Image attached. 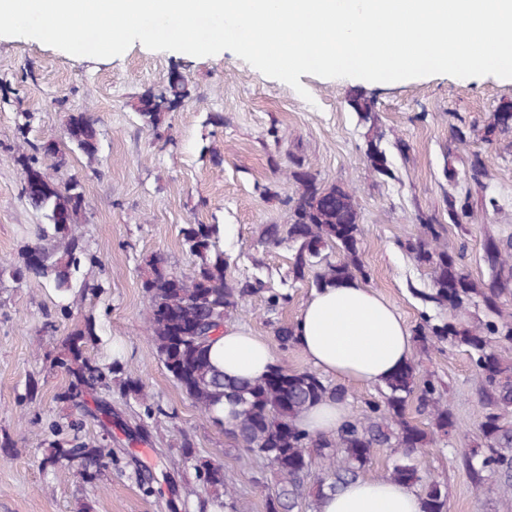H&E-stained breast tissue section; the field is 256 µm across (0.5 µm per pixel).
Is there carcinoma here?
Segmentation results:
<instances>
[{
  "label": "carcinoma",
  "mask_w": 512,
  "mask_h": 512,
  "mask_svg": "<svg viewBox=\"0 0 512 512\" xmlns=\"http://www.w3.org/2000/svg\"><path fill=\"white\" fill-rule=\"evenodd\" d=\"M189 95L188 80H169L159 93H144L133 104L143 124L159 127L173 105ZM362 121L376 120L374 104L361 98L352 103ZM512 111V103L501 105L493 116L489 131L503 135L512 133V125L503 122L502 115ZM68 143L76 147L93 163L99 151L96 121L87 112H71L65 123ZM60 149L50 150L46 145L32 146L25 154L28 167L45 180L47 191L40 197L29 196V204L42 213L46 223L37 226L33 245L43 253V261L31 266L25 255L12 270L16 279H38L52 285L61 295L72 292V275L82 263H98L87 253L77 234L78 225L85 219V201L80 183L70 180L56 183L48 170H59L56 158ZM291 177L300 190L290 199L291 207L286 235L278 225L267 229L265 241L273 244L284 240L295 251L293 277L302 279L306 271L315 267L317 287L339 280L366 276L359 256V216L353 195L341 186L322 187L310 167L294 162ZM68 213L66 224L54 222V214ZM423 235L408 244L416 261L433 268L432 288L422 293L424 300L457 312L471 305L483 306L496 315L505 293H512V269L507 268L512 256V242L490 241L486 245V261L490 279L479 283L470 278L447 250L432 246L438 231L429 218H420ZM185 244L199 259L194 274L181 278L166 268V260L154 255L146 260L149 276L143 288L149 295L148 331L162 362L169 373L192 399L196 408L214 424L224 426V417L216 414V407L226 402L238 407L233 415L232 436L237 447L264 457L288 483V495L304 486L310 475L313 458L317 457L331 467L327 477L320 480L319 495L335 492L359 478L371 462L373 451L384 446L401 449L394 460L389 477L411 487L422 482L414 453L433 441V436H448L458 424L442 402V394L430 381L417 383L415 369L408 364L385 381L386 393L381 401L367 404L362 416H351L332 435H311L299 421L309 407L317 402L334 399L344 402L347 391L341 385H332L312 371H290L279 364L259 379L231 378L216 369L208 356L213 333L224 327V317L237 300L268 290L260 278L232 280L224 270V253L212 251L217 234L214 224H190L182 230ZM342 250V259L332 263L322 257L328 244ZM174 311L185 323L201 325L197 337L176 336L167 313ZM415 332L425 341H453L470 349L482 385L483 419L480 431L487 453L479 464H469L477 482L484 473L499 476L498 489L512 492V425L504 423L505 415L512 413V366L495 353L497 344H512V324L498 325L494 321L485 327H465L460 323L432 324L423 318ZM95 336L93 325L72 340L74 360L79 362L72 371L75 389H94L104 383L103 368L83 357L81 343L84 337ZM415 400L419 409L428 413L432 431L428 432L406 417L408 402ZM54 453L42 462L43 468L62 461L78 460L82 475L92 482L98 468L112 461V446L107 443H89L74 437L67 445L52 442ZM204 481L216 491L229 495L231 478L224 472V464L215 460L202 468ZM425 512H448L447 495L436 483L426 486L423 496Z\"/></svg>",
  "instance_id": "carcinoma-1"
}]
</instances>
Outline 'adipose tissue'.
I'll use <instances>...</instances> for the list:
<instances>
[{
    "label": "adipose tissue",
    "mask_w": 512,
    "mask_h": 512,
    "mask_svg": "<svg viewBox=\"0 0 512 512\" xmlns=\"http://www.w3.org/2000/svg\"><path fill=\"white\" fill-rule=\"evenodd\" d=\"M295 343L322 374L364 384H381L403 368L411 353L406 323L373 290L340 280L311 294L295 322ZM211 362L226 376L258 379L271 366V345L239 327L214 337ZM411 487L390 479L367 478L325 494L318 512H424Z\"/></svg>",
    "instance_id": "obj_1"
}]
</instances>
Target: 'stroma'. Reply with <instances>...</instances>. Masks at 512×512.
Wrapping results in <instances>:
<instances>
[{"instance_id":"obj_1","label":"stroma","mask_w":512,"mask_h":512,"mask_svg":"<svg viewBox=\"0 0 512 512\" xmlns=\"http://www.w3.org/2000/svg\"><path fill=\"white\" fill-rule=\"evenodd\" d=\"M191 87L183 106L158 130L145 127L132 108L145 91L162 88L171 72ZM305 94L267 77L229 51L194 57L153 51L134 42L112 58L73 56L26 37L0 36V512H220L198 477L218 459L235 483L239 512H268L282 490L276 471L238 448L229 432L194 406L164 367L147 333L149 298L143 260L163 254L171 271L192 276L198 260L182 239L190 224L216 225L228 278L258 277L268 293L238 300L226 325L243 327L271 345L274 359L293 371L308 362L297 348H281L277 330L294 324L315 290L313 274L294 279L289 244L265 243L268 225H286L299 187L290 172L304 160L321 186L339 185L355 197L359 255L365 287L389 302L409 328L423 317L449 320L447 308L425 302L432 270L406 245L422 228L421 215L441 226L439 248L452 253L471 278L489 279V239H512V134L489 133L493 114L512 102V79L488 75H431L398 82L301 75ZM372 100L377 121L353 112L356 97ZM86 111L97 121L100 148L94 163L78 152L54 177L83 186L86 220L79 233L97 266L82 265L89 290L62 297L35 279L10 270L42 223L26 201L12 157L30 144L64 142L67 113ZM27 112V138L17 116ZM380 138L390 175L374 172L365 157ZM482 169L471 178L472 158ZM456 204L458 222L448 218ZM283 297L277 306L269 293ZM95 341L85 357L119 363L105 386L86 395L83 409L69 399V341L86 319ZM418 380L442 389L459 429L417 452L425 483H438L448 512H512V494L492 480L476 483L463 456L483 447L481 384L465 347L411 344ZM140 379L143 395L121 380ZM37 395H30V385ZM81 440L109 439L112 463L95 483L78 465L41 468L55 439L53 426ZM191 440L194 457L181 446Z\"/></svg>"}]
</instances>
